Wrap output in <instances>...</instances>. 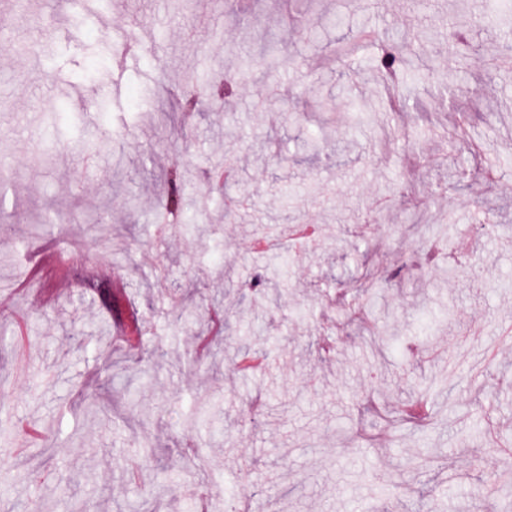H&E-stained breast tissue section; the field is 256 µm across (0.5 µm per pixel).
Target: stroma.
I'll return each mask as SVG.
<instances>
[{
  "label": "stroma",
  "instance_id": "stroma-1",
  "mask_svg": "<svg viewBox=\"0 0 512 512\" xmlns=\"http://www.w3.org/2000/svg\"><path fill=\"white\" fill-rule=\"evenodd\" d=\"M489 4L258 0L243 16L235 0H116L103 26L76 0H30L0 16V512L151 499L193 512L200 498L211 512L235 499L258 512H499L491 480L512 462V65L487 63L512 44V11L490 20ZM351 30L366 35L352 62L334 52ZM385 36L416 54V92L399 106L367 67ZM226 76L235 88L217 95ZM192 80L202 106L184 113ZM463 112L468 138L449 139ZM313 134L319 153H301ZM174 168L187 176L176 211ZM101 217L110 230L92 237ZM188 217L209 236L183 233ZM298 224L320 229L301 257L249 250ZM457 244L473 259L450 278ZM259 272L272 301L240 306ZM174 305L223 310L224 327H173ZM130 311L140 349L163 348L133 392L125 368L140 350L112 342ZM370 321L403 345L373 348ZM198 336L228 360L199 356ZM243 348L268 358L245 381L230 361ZM417 395L430 420L399 421ZM202 399L221 421L187 432ZM92 400L104 413L89 421Z\"/></svg>",
  "mask_w": 512,
  "mask_h": 512
}]
</instances>
